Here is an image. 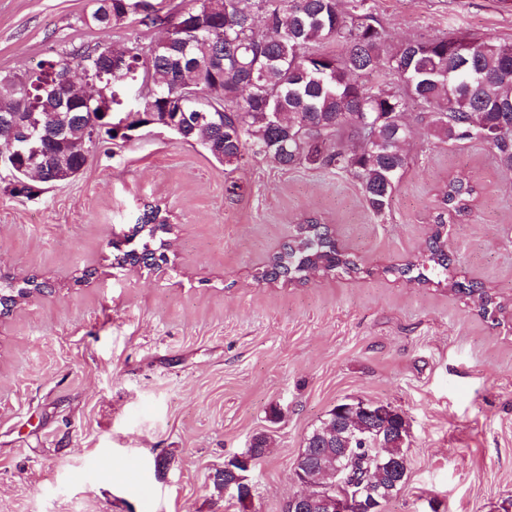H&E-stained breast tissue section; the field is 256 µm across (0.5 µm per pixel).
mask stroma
Wrapping results in <instances>:
<instances>
[{"label": "stroma", "instance_id": "stroma-1", "mask_svg": "<svg viewBox=\"0 0 512 512\" xmlns=\"http://www.w3.org/2000/svg\"><path fill=\"white\" fill-rule=\"evenodd\" d=\"M388 47L457 32L512 42L503 0H342ZM90 0H0V75L98 44L150 46L138 17L103 30ZM412 101L409 165L373 214L344 172L263 156L226 167L151 126L91 150L34 199L0 169V280L51 294L0 317V512H242L215 471L268 437L254 512H284L309 433L336 404H390L410 424L409 478L385 512H501L512 498V173L477 141L438 136ZM476 188L446 225V283L395 275L427 254L449 178ZM159 207L162 271L120 266L113 239ZM326 225L358 275L257 274L297 225ZM506 304L488 316L478 296Z\"/></svg>", "mask_w": 512, "mask_h": 512}]
</instances>
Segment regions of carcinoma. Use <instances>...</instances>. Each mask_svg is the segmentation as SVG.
I'll return each instance as SVG.
<instances>
[{"label":"carcinoma","instance_id":"cac0c4a2","mask_svg":"<svg viewBox=\"0 0 512 512\" xmlns=\"http://www.w3.org/2000/svg\"><path fill=\"white\" fill-rule=\"evenodd\" d=\"M90 23L110 28L143 11V0H91ZM264 28H259L257 18ZM143 22L166 27L165 40L145 49L137 43L106 45L112 70L92 75L98 91L90 103L73 92L66 72L67 56L40 61L21 74L0 76V113L31 109L48 120L31 142L17 144L11 166L14 197H31L42 186L69 181L84 168L87 154L101 139L129 140L132 132L160 125L186 143L201 145L217 162L236 168L248 154L263 155L284 168L306 165L345 172L362 187L370 210L382 215L408 166L400 148L411 133L407 99L418 98L431 111L418 116L450 141H478L490 146L499 166L512 172V44H496L471 33L404 42L386 52L385 31L371 13L346 16L339 0H193L174 15L146 14ZM340 41L336 56L311 50L316 42ZM401 83L376 90L358 81L380 62ZM142 74L153 84L143 110L120 126L108 116L114 87ZM375 125L377 142L358 153L340 141L358 133L363 121ZM475 186L448 181L444 204L448 218L470 210ZM440 218L427 259L398 269L424 284L448 279V254ZM170 224L159 209L145 214L114 260L131 265L166 261ZM311 268L324 274L359 270L351 256L336 249L327 227L300 224L260 278L294 282ZM44 293L35 277L0 288V308L12 307ZM331 427L308 435L295 469L306 478L326 477L347 462L343 449L362 447L357 438L375 441L380 452L355 456L354 478L379 474V487L390 502L408 476L409 425L398 411L390 427L338 404Z\"/></svg>","mask_w":512,"mask_h":512}]
</instances>
